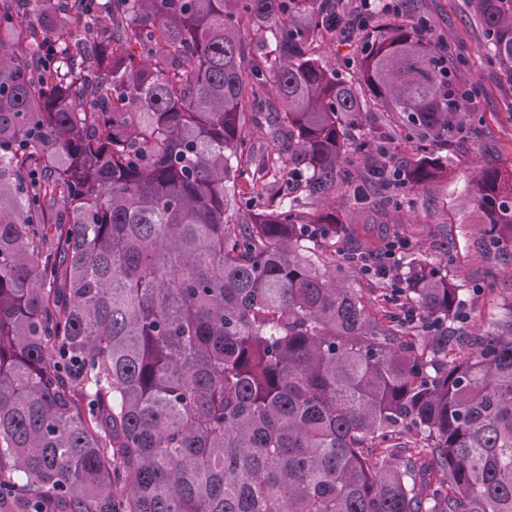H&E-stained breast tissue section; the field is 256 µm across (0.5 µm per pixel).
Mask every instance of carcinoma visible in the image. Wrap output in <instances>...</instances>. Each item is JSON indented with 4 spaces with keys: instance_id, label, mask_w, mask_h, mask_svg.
<instances>
[{
    "instance_id": "1",
    "label": "carcinoma",
    "mask_w": 512,
    "mask_h": 512,
    "mask_svg": "<svg viewBox=\"0 0 512 512\" xmlns=\"http://www.w3.org/2000/svg\"><path fill=\"white\" fill-rule=\"evenodd\" d=\"M467 4L512 80V0ZM422 24L338 0H0V512H512V299L458 335L448 273L409 246L400 287L352 285L390 242L303 209L380 141L475 129ZM346 26L348 77L315 41ZM266 29L274 66L247 58ZM284 168L286 203L242 204ZM441 169L415 163L391 203ZM470 192L486 253L512 254V173Z\"/></svg>"
}]
</instances>
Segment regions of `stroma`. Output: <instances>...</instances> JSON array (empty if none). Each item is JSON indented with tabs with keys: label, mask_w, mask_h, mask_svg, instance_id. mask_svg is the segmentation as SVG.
Returning <instances> with one entry per match:
<instances>
[{
	"label": "stroma",
	"mask_w": 512,
	"mask_h": 512,
	"mask_svg": "<svg viewBox=\"0 0 512 512\" xmlns=\"http://www.w3.org/2000/svg\"><path fill=\"white\" fill-rule=\"evenodd\" d=\"M412 19L428 18L433 31L447 48L457 82L472 91L470 111L482 120L470 138L457 142L448 154V171L433 185L413 191L412 205H388L389 190L374 178V159L353 163L354 177L337 185L322 201L320 211L335 213L340 223L363 226L372 240H379L397 226H404L418 251L430 264H440L451 254L448 277L469 292L470 321L486 324L494 311L484 294L487 284L512 294V263L485 255L478 210L465 188L474 172L496 166L512 172V82L501 79L486 65L479 22L465 0H395Z\"/></svg>",
	"instance_id": "stroma-1"
}]
</instances>
